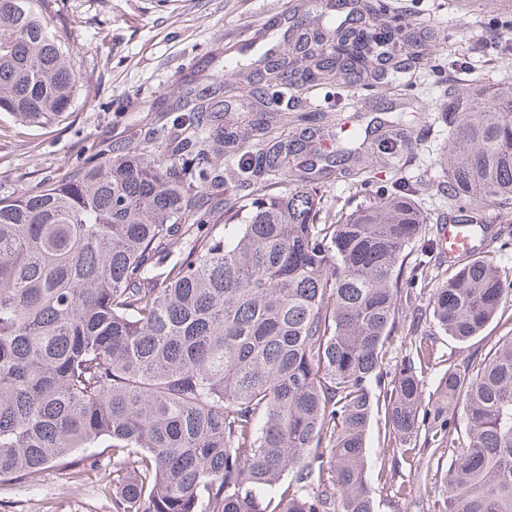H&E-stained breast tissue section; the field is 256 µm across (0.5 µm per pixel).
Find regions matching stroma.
<instances>
[{"mask_svg":"<svg viewBox=\"0 0 512 512\" xmlns=\"http://www.w3.org/2000/svg\"><path fill=\"white\" fill-rule=\"evenodd\" d=\"M404 16L431 18L438 46L421 71L418 94L403 90L398 73L388 74L371 94L344 99L340 113L350 127L382 133L384 126L407 125L401 150L411 158L401 170L376 163L366 147L354 150L360 164L374 167L375 185L403 177L420 209L428 216L421 237L407 249L408 262H447L432 245L437 221L448 210L442 193L448 128L439 114L448 88L476 80L512 84V60L481 51L489 12L512 17V0H391ZM299 0H53L54 22L67 30L73 51L83 58L89 77L66 119L43 127L19 123L0 114V197L11 196L42 181L65 179L76 165L105 149L139 145L145 130L159 125L160 109L181 95L192 79L207 81L224 74V86L236 90L238 110L225 123L250 120L258 112L260 88L254 62L269 48L284 49L287 34L301 16ZM240 60L225 70L226 58ZM427 113V133L409 127L411 113ZM512 333V298L480 336L461 343L435 333L434 347L443 361L425 382L433 390L449 363L479 362L500 337ZM366 472L374 482L376 512H434L452 457L436 450L430 468L417 462L396 469L393 485L377 482L380 469L391 466L384 439V418L376 416L366 439ZM412 493L397 494V484ZM0 512H112L111 493L86 479L78 469H49L34 485L0 484Z\"/></svg>","mask_w":512,"mask_h":512,"instance_id":"obj_1","label":"stroma"}]
</instances>
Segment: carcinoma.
<instances>
[{"instance_id": "obj_1", "label": "carcinoma", "mask_w": 512, "mask_h": 512, "mask_svg": "<svg viewBox=\"0 0 512 512\" xmlns=\"http://www.w3.org/2000/svg\"><path fill=\"white\" fill-rule=\"evenodd\" d=\"M50 2L0 0V112L31 126L69 111L85 79ZM336 7L351 20L320 14L266 69L260 121L224 131L211 78L140 146L0 198V481L110 448L112 471L83 474L112 491V512H375L366 437L382 408L394 464L452 454L438 512H512V335L428 396L426 336L383 372L399 336H418L403 285L429 289L434 323L466 341L512 295V266L408 265L426 223L412 194L339 208L322 172L295 163L331 125L291 89L371 90L378 46L431 26L388 22L385 0ZM441 119L448 221L473 224L483 205L512 215V86H461ZM231 183L250 192L221 198Z\"/></svg>"}]
</instances>
